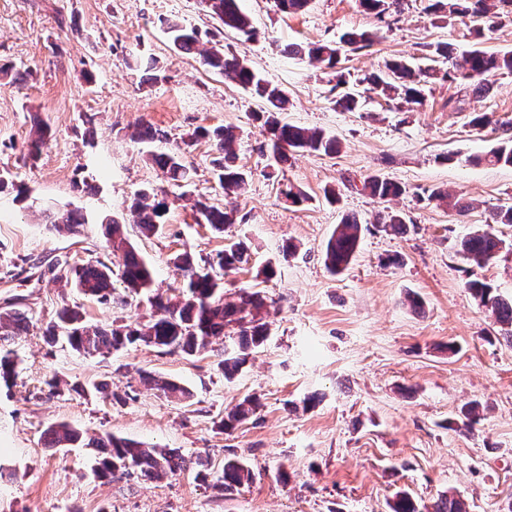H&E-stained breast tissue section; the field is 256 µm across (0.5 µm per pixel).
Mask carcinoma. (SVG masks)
Here are the masks:
<instances>
[{"mask_svg":"<svg viewBox=\"0 0 512 512\" xmlns=\"http://www.w3.org/2000/svg\"><path fill=\"white\" fill-rule=\"evenodd\" d=\"M203 9L215 15L224 27L235 31L240 37L249 40L255 35L250 18L242 12L239 0H205ZM402 0H359L364 12L377 18L393 10L400 11ZM509 8L512 13V0H433L431 10L445 13L448 17H486L495 8ZM174 47L184 53L195 51L202 56L204 65L231 79L241 88L266 103V108L258 114L270 135V146L275 160L284 163L288 152L303 150L315 154L333 155L338 150V141L318 129H309L280 120L288 97L283 90L265 79L245 59L234 53L220 49L198 51L200 32L186 27L175 20L166 22ZM375 38L371 31L349 32L341 37V43L361 50L370 47ZM341 47L333 41L312 43L305 47L298 44L288 46L291 55L306 56L311 61L324 63L333 69L339 63ZM435 53L452 61L441 79L450 83L466 81L475 96L490 92L491 77L507 71L512 73V52L489 53L481 48L464 52L455 59V48L444 44ZM384 75H371L366 78L369 89L379 90L387 96L397 98L413 109L423 105V83L404 60H393L386 65ZM335 107L353 111L358 107L357 94L341 91L333 99ZM196 138H208L215 142L221 159L217 162V178L226 191L241 188L246 182V174L235 164L233 135L223 129L200 127L194 132ZM152 162L161 171L166 181L177 186L189 182V172L180 156L174 153H155ZM476 164L512 166V136L498 148L484 156L472 158ZM362 187L369 194L386 202L405 192L400 184L379 176H368ZM138 216L141 233L150 236L158 232L168 205L165 198L145 190L139 192L132 205ZM200 220L217 233L224 232L226 226L235 223L232 214L214 205L199 203ZM86 223L81 213L69 212L54 221V226L64 227L74 233ZM379 227L396 234L406 230L405 218L393 212L383 215ZM362 225L356 217L347 216L337 225L335 232L325 247V265L333 273L344 270L354 256L360 242ZM105 235L109 247L118 253L121 278L131 293L140 296L158 313V317L145 324L120 326L105 329L88 326L77 306L63 305L49 327L51 341L60 335L66 337L70 347L85 356H96L111 350H120L129 345L164 348L171 352L187 355L208 349L213 340L224 335V328L230 324L239 326L240 343L236 354L221 362L225 373L238 371L247 361L249 351L263 345L268 338V328L258 318L264 302L260 292L247 288L240 289L235 303L224 302V272L236 268L246 261L247 249L240 240L228 238L224 250L215 256L197 260L188 252H180L172 258L173 265L182 272V291L174 298L165 297L153 289L154 276L151 264L146 261L127 241L123 225L118 220L106 221ZM512 244L497 236L489 228L474 234L461 243L463 259L483 265L494 260L503 249ZM66 280L83 295L100 302L111 299L112 267L101 260H89L82 264H69L64 260L58 263ZM465 288L482 305L488 307L497 320L508 327L507 334L512 339V299L506 300L491 283L473 279L465 283ZM29 318L25 312L13 308L0 312V379L8 384L15 379L16 361L12 350L7 348L10 339L28 328ZM156 389L166 397H186L190 391L172 381L156 380ZM256 406V398H246L234 409L224 414L219 428L230 432L247 420ZM47 443L52 448H94L96 449V473L102 479L140 477L155 479L184 468L182 457L158 446H145L134 440L106 433L100 437L85 438L83 432L66 424H54L46 430ZM253 470L238 457L224 458L221 472L216 476L214 487L233 491L251 482ZM434 512H467L466 503L455 496H443L436 503Z\"/></svg>","mask_w":512,"mask_h":512,"instance_id":"obj_1","label":"carcinoma"}]
</instances>
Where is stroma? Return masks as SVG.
Wrapping results in <instances>:
<instances>
[{
  "instance_id": "stroma-1",
  "label": "stroma",
  "mask_w": 512,
  "mask_h": 512,
  "mask_svg": "<svg viewBox=\"0 0 512 512\" xmlns=\"http://www.w3.org/2000/svg\"><path fill=\"white\" fill-rule=\"evenodd\" d=\"M430 0H406L391 25L358 0H312L298 15L275 0H240L256 30L245 42L205 12L199 0H0V171L26 188L0 193V310L18 304L29 328L11 340L13 385H0V512H391L408 494L419 512L441 496L461 495L469 512H512V342L495 316L464 287L492 283L512 298V251L479 267L464 261L461 241L512 206V166L473 158L512 133V73L494 77L483 96H461L441 79L425 85L421 107L407 110L367 92L358 109L331 99L336 71L349 82L405 59L415 69H442L435 52L480 43L512 51V15L493 30L483 19L433 13ZM195 27L200 46L223 44L247 59L290 99L283 121L336 137L334 155L290 154L277 163L256 114L263 101L209 70L199 54L171 45L165 21ZM377 31L362 51L343 50L338 70L288 54L290 44L335 41L346 31ZM463 97L461 109L449 98ZM491 119L482 129L473 112ZM47 134L36 158L28 150L34 122ZM140 126L151 142L133 140ZM235 135L236 163L248 175L225 194L212 141L199 127ZM175 153L191 170L188 186L166 182L149 156ZM380 175L405 192L384 204L363 192ZM294 187L304 205L286 202ZM336 191V203L324 198ZM152 190L168 198L161 233L140 235L128 205ZM448 192L465 214L430 201ZM234 211L224 233L198 223L196 202ZM405 217L402 234L379 230L384 208ZM80 208L90 218L80 234L51 230L48 219ZM366 225L342 273L324 265L325 245L345 216ZM126 226L129 242L154 266V286L173 294L183 280L171 258L210 257L225 236L243 239L247 261L224 276V299L261 292L269 337L247 363L225 377L220 362L238 349L229 326L209 351L187 356L146 346L86 357L65 343L48 344L47 328L63 305L79 306L104 327L147 321L150 310L116 283L102 304L59 279L56 260L110 261L104 217ZM295 253H287V244ZM276 274L265 279L267 264ZM188 388L167 399L149 375ZM248 396L260 406L231 432L225 411ZM478 405L472 430L461 409ZM67 423L93 437L111 433L184 457L186 471L158 480H105L90 448H51L45 430ZM253 469V483L214 488L225 456Z\"/></svg>"
}]
</instances>
